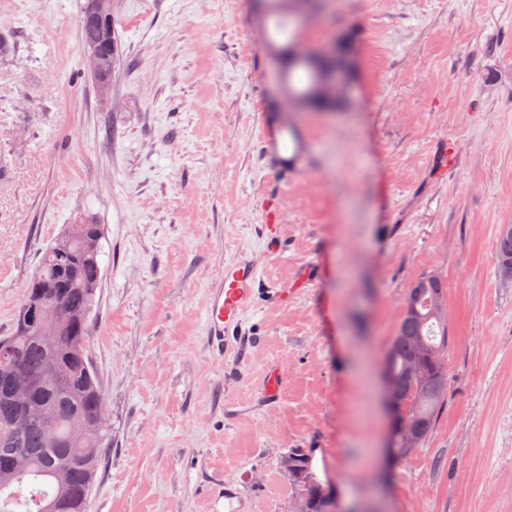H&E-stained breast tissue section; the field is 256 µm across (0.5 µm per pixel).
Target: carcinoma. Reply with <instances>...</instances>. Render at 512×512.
Returning a JSON list of instances; mask_svg holds the SVG:
<instances>
[{"label": "carcinoma", "mask_w": 512, "mask_h": 512, "mask_svg": "<svg viewBox=\"0 0 512 512\" xmlns=\"http://www.w3.org/2000/svg\"><path fill=\"white\" fill-rule=\"evenodd\" d=\"M320 0H260L265 11L291 14L313 11ZM83 51L101 44L109 47L93 71L100 93L108 95L112 71L119 61L114 29L92 27L81 21ZM327 63L303 64L289 57L288 82L296 94L311 105L334 107L331 99L316 91L318 71ZM94 222L89 216L64 226L45 249L38 268L28 279L30 295L23 298L9 333L0 336V512H87L92 475L102 460V449L111 441L110 429L99 426L106 397L98 382L88 351L91 335L90 312L102 282L101 246L90 238ZM498 267H512V225L500 231L496 245ZM443 294L441 278L430 274L420 288H410L416 314L403 315L387 349L390 366L420 425V441L431 433L447 396V379L429 377L424 382L406 376L412 360L420 358L423 368L433 371L446 364L448 319L435 312V297ZM36 298L60 305L62 316L46 332L25 320L27 306ZM19 360L35 381L32 401L51 413L58 442H51L44 427L21 419L13 395V358ZM58 366L49 378V365ZM79 417L86 435L69 437L70 420ZM288 456L310 474V482L296 489L308 503L307 512H337L330 490L324 488L313 470L312 454L291 448Z\"/></svg>", "instance_id": "cac0c4a2"}]
</instances>
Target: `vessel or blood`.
Segmentation results:
<instances>
[{
  "label": "vessel or blood",
  "instance_id": "obj_1",
  "mask_svg": "<svg viewBox=\"0 0 512 512\" xmlns=\"http://www.w3.org/2000/svg\"><path fill=\"white\" fill-rule=\"evenodd\" d=\"M257 267L247 259L230 263L209 291L205 312L207 341L216 357L232 351L242 334V317L259 289Z\"/></svg>",
  "mask_w": 512,
  "mask_h": 512
}]
</instances>
